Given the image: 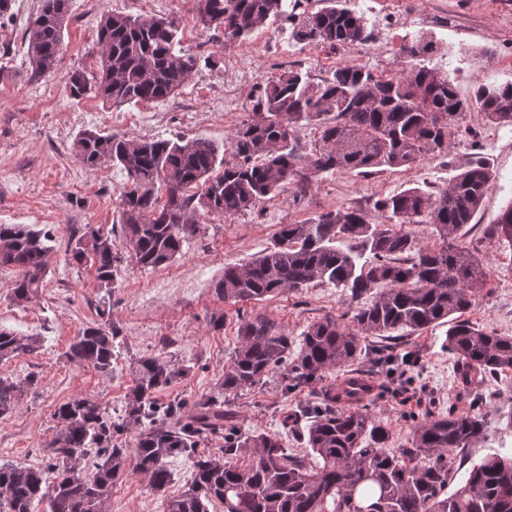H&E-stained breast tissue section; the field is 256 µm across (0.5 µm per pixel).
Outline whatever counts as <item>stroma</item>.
Wrapping results in <instances>:
<instances>
[{
    "label": "stroma",
    "instance_id": "1",
    "mask_svg": "<svg viewBox=\"0 0 512 512\" xmlns=\"http://www.w3.org/2000/svg\"><path fill=\"white\" fill-rule=\"evenodd\" d=\"M372 23V35L362 44L332 49L293 41L287 21L256 31L248 39L225 40L223 33L202 26L198 0H71L64 50L55 75L32 78L26 62L23 34L38 15L40 0H14L11 17L0 19V224H27L49 233L50 265L38 295L17 305L8 298L18 272L0 267V326L20 336H37L39 350L0 360V377L36 382L17 406L0 416V464L37 466L51 439L55 408L75 396L90 397L112 416L123 414L131 385L128 366L141 354L170 342L176 359L190 366L189 376L163 391L160 402L193 401L217 392L224 363L236 343L240 317L262 314L288 335L297 337L324 316H341L351 304L334 285L313 284L297 294L261 301L224 302L214 292L228 265L244 264L269 248L281 225L329 210L361 209L367 219L383 222L378 199L412 183L441 187L455 166L479 158L489 163L493 177L475 217L476 229L465 240L491 267L490 281L466 320L500 336H512V245L483 238L481 228L496 223L512 204V131L494 130L478 111L468 112L451 147V160L425 159L408 168L362 177L344 171L314 180L305 195L286 190L254 209L233 216L202 218L186 239L177 259L158 268L123 264L115 288H101L93 268L71 263L69 237L85 226L102 228L120 239L121 192L127 177L120 168L89 169L71 151L84 130L144 139L206 138L229 146L239 125L252 116L258 86L285 69L300 67L312 78L329 77L350 64L380 75L399 73L398 51L419 30H428L442 51L430 57L449 70L462 97L475 84L512 82V0H350ZM158 14L177 20L182 47L212 58L201 66L178 94L162 102L111 107L95 96L72 98L68 76L75 68H97V26L102 14ZM404 14L415 15L411 24ZM249 69L247 81L233 82L229 62ZM110 112L109 123L96 115ZM110 312L120 330L111 375L70 362L66 352L75 336L97 321L100 309ZM224 314L223 328L210 324L212 314ZM447 325L420 334L398 331L395 338L367 339V351L355 366L373 380L377 397L373 413L388 424V449L410 447L414 426L426 407L447 412L468 410L460 397L452 355L444 350ZM389 344L395 354H414L409 377L400 365L384 361L378 348ZM279 374L244 390L233 401L245 429L281 432L283 445L301 449L299 434L281 430L282 410L311 403L318 384L284 392ZM489 398L481 409L486 431L471 445L469 459L478 461L501 448H512V430L499 421L512 409V373L490 379ZM172 475L166 493L153 491L138 472L126 470L115 481L108 512H163L164 494H177L190 481L193 460L186 455L167 460Z\"/></svg>",
    "mask_w": 512,
    "mask_h": 512
}]
</instances>
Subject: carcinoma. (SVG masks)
<instances>
[{"label":"carcinoma","instance_id":"cac0c4a2","mask_svg":"<svg viewBox=\"0 0 512 512\" xmlns=\"http://www.w3.org/2000/svg\"><path fill=\"white\" fill-rule=\"evenodd\" d=\"M323 3L315 11L301 0H199V18L227 40H242L282 19L291 39L306 46L368 40L369 20L347 7V0ZM69 16L70 0H41L24 32L32 75L55 74ZM178 34L177 20L169 17L103 14L98 73L73 71L70 95L92 93L113 106L169 98L200 64H213L180 49ZM401 53L407 67L392 76L345 65L317 83L300 69L283 71L260 88L253 118L236 129L229 154L199 138L78 133L72 152L80 163L89 169L110 163L127 174L120 216L125 253L117 252L110 234L88 225L72 235L68 255L78 265H91L100 284L111 289L124 261L142 268L174 261L205 215L243 213L290 185L340 169L364 175L408 167L427 156L446 157L473 109L498 127L512 126V82L479 83L462 98L448 70L425 64L438 53L433 36L418 32ZM309 125L318 127L319 136L314 151L304 155L296 131ZM491 177L488 164L479 160L435 190L413 184L376 202L384 223L346 208L282 225L266 252L224 267L216 294L236 304L328 282L357 303L351 321L343 325L326 317L309 324L296 342L266 316L241 317L218 396L191 404L157 401L190 367L165 349L136 358L121 421L93 399L74 397L53 414L57 427L44 467L0 464V512H107L112 484L129 466L155 491H165L166 460L175 454L193 457L194 473L180 493L164 499L165 512H512V450L484 456L465 480L454 483L469 444L484 433L477 412H428L416 424L412 447L390 452L389 430L360 405L372 385L349 373L322 387L306 409L283 416L282 425L292 432L301 418L308 419L301 453L284 448L278 433L245 430L240 415L224 407L273 371H282L288 393L346 371L365 352L368 338L440 324L448 325L445 346L462 388L474 400L483 399L492 375L512 371V336L462 318L491 277L488 263L463 241ZM159 185L165 200L157 194ZM407 224L431 225L438 244L420 245L403 230ZM484 236L512 244V204L485 227ZM47 240L25 224H0V266L20 271L10 288L12 302L21 305L37 296L49 267ZM98 316L100 322L74 338L67 357L110 374L120 331L105 311ZM39 346L34 336L0 327V360ZM34 379L0 377V416L14 409ZM129 428L136 429L132 447H114L112 433ZM209 433L224 434L218 454L197 448ZM90 455L99 462L89 472L83 463Z\"/></svg>","mask_w":512,"mask_h":512}]
</instances>
